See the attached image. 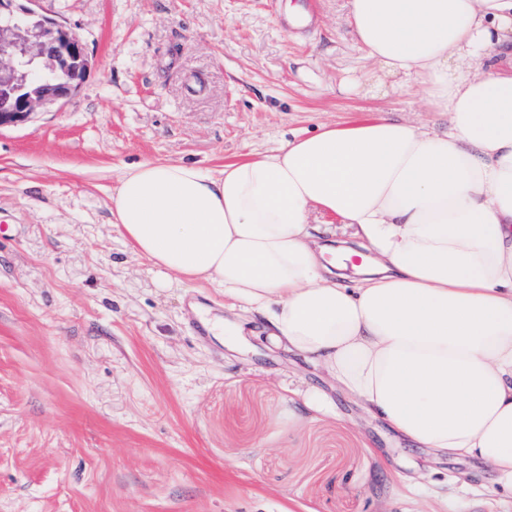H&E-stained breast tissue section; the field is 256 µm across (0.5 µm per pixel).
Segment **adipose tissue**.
Returning <instances> with one entry per match:
<instances>
[{"instance_id": "obj_1", "label": "adipose tissue", "mask_w": 512, "mask_h": 512, "mask_svg": "<svg viewBox=\"0 0 512 512\" xmlns=\"http://www.w3.org/2000/svg\"><path fill=\"white\" fill-rule=\"evenodd\" d=\"M348 23L445 128L327 124L218 177L146 161L120 175L115 222L410 443L512 492V0H349ZM315 212L342 219L354 284L324 263Z\"/></svg>"}]
</instances>
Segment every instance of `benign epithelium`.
I'll use <instances>...</instances> for the list:
<instances>
[{
  "label": "benign epithelium",
  "instance_id": "7a95c632",
  "mask_svg": "<svg viewBox=\"0 0 512 512\" xmlns=\"http://www.w3.org/2000/svg\"><path fill=\"white\" fill-rule=\"evenodd\" d=\"M33 0H0V127L26 122L31 115L73 96L86 80L90 61L78 35L65 25L43 17L31 7ZM32 17L30 25L11 21ZM50 57L65 81L54 84L32 71L20 69L24 58Z\"/></svg>",
  "mask_w": 512,
  "mask_h": 512
}]
</instances>
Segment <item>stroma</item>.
I'll return each instance as SVG.
<instances>
[{
  "mask_svg": "<svg viewBox=\"0 0 512 512\" xmlns=\"http://www.w3.org/2000/svg\"><path fill=\"white\" fill-rule=\"evenodd\" d=\"M90 73L0 128V512H512L472 461L411 446L319 368L260 339L196 336L222 292L134 253L111 196L150 160L206 170L321 124L382 112L442 123L381 79L348 0H36ZM313 9L311 32L286 31ZM358 86H351V79ZM328 405L308 407L307 389Z\"/></svg>",
  "mask_w": 512,
  "mask_h": 512,
  "instance_id": "1",
  "label": "stroma"
}]
</instances>
